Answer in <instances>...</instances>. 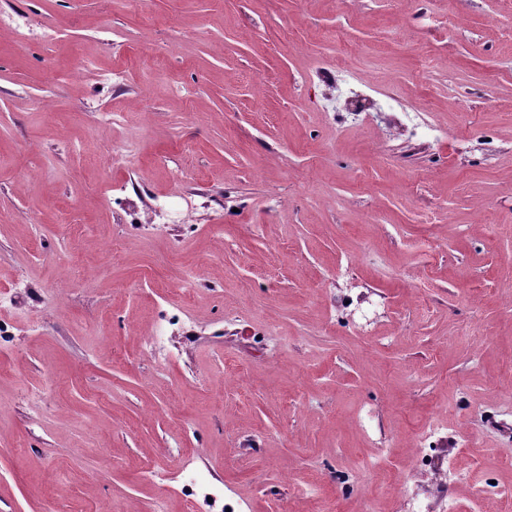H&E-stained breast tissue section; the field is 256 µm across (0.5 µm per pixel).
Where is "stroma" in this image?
I'll return each mask as SVG.
<instances>
[{"instance_id": "stroma-1", "label": "stroma", "mask_w": 512, "mask_h": 512, "mask_svg": "<svg viewBox=\"0 0 512 512\" xmlns=\"http://www.w3.org/2000/svg\"><path fill=\"white\" fill-rule=\"evenodd\" d=\"M0 12V512H182L188 457L249 512H319L317 468L402 512L425 430L512 487V0Z\"/></svg>"}]
</instances>
